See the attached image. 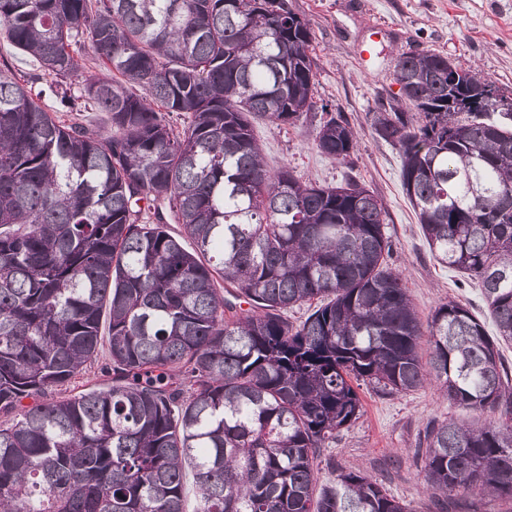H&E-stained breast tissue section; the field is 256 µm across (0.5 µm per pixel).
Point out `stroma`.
I'll use <instances>...</instances> for the list:
<instances>
[{
  "instance_id": "1",
  "label": "stroma",
  "mask_w": 512,
  "mask_h": 512,
  "mask_svg": "<svg viewBox=\"0 0 512 512\" xmlns=\"http://www.w3.org/2000/svg\"><path fill=\"white\" fill-rule=\"evenodd\" d=\"M309 21L315 59L316 102L297 124L266 120L253 124L270 170L289 167L303 180L335 185L351 178L373 190L386 213L397 269L421 318L442 304L466 306L488 321L480 286L432 256L400 180L398 148L375 134L368 115L393 103V79L400 53L431 51L459 68L480 72L512 98V0H288ZM344 114L359 147L350 162L322 156L313 138L323 110ZM363 414L341 430L321 452V480L339 468L356 467L372 475L388 493L415 512H434L426 491L418 448L426 426L448 418L489 424L498 415L475 414L446 400L431 384L407 394L387 395L361 386Z\"/></svg>"
}]
</instances>
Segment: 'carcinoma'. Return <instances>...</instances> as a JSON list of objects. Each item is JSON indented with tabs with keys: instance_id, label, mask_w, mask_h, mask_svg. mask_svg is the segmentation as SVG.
<instances>
[{
	"instance_id": "cac0c4a2",
	"label": "carcinoma",
	"mask_w": 512,
	"mask_h": 512,
	"mask_svg": "<svg viewBox=\"0 0 512 512\" xmlns=\"http://www.w3.org/2000/svg\"><path fill=\"white\" fill-rule=\"evenodd\" d=\"M240 2L0 0V32L55 78L63 111L112 121L67 124L32 93L40 75L0 68V412L16 413L0 512H186L189 471L195 512H414L360 469L318 484L315 461L360 418L361 384L428 381L501 415L427 426L436 512L475 489L512 500V100L405 52L401 98L372 113L431 253L481 285L497 334L455 302L424 324L374 192L266 168L252 121L314 107L310 24L287 0ZM314 145L347 163L358 140L327 111ZM104 316L111 385L47 398L96 360Z\"/></svg>"
}]
</instances>
